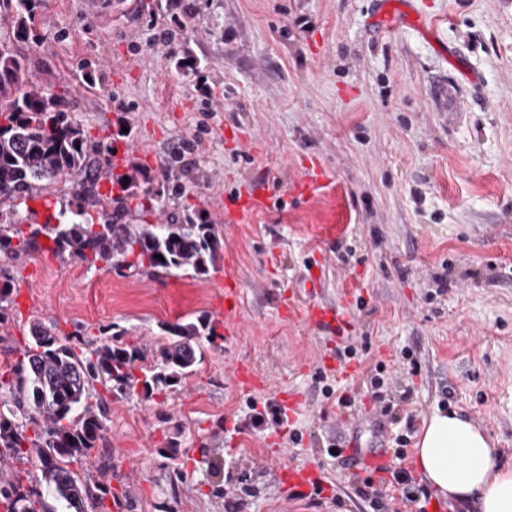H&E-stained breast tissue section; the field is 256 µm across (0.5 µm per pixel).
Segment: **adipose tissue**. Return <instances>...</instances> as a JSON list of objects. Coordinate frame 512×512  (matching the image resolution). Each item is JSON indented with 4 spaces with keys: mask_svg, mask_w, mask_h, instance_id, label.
I'll return each instance as SVG.
<instances>
[{
    "mask_svg": "<svg viewBox=\"0 0 512 512\" xmlns=\"http://www.w3.org/2000/svg\"><path fill=\"white\" fill-rule=\"evenodd\" d=\"M416 465L436 496L478 512H512V465L483 428L455 412L438 411L417 441Z\"/></svg>",
    "mask_w": 512,
    "mask_h": 512,
    "instance_id": "adipose-tissue-1",
    "label": "adipose tissue"
}]
</instances>
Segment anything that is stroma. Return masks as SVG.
<instances>
[{"label":"stroma","mask_w":512,"mask_h":512,"mask_svg":"<svg viewBox=\"0 0 512 512\" xmlns=\"http://www.w3.org/2000/svg\"><path fill=\"white\" fill-rule=\"evenodd\" d=\"M404 2L408 22L392 25L382 0H120L103 16L38 0L36 39L14 45L29 75L173 189L162 212L121 223L193 211L224 245L199 276L0 256L14 348L35 322L85 341L108 326L150 354L203 315L221 336L166 394L107 397L83 467L111 466L125 512H373L328 450L378 447V424L350 427L323 391L369 411L377 363L417 486V438L438 410L472 419L512 463V0ZM188 55L198 74L180 69ZM310 168L326 178L299 195ZM257 184L267 207L226 223L225 198ZM294 296L342 314L365 349L340 366L339 332L290 319ZM256 403L289 407L290 431L252 427ZM286 466L315 470L321 493L288 497Z\"/></svg>","instance_id":"stroma-1"}]
</instances>
